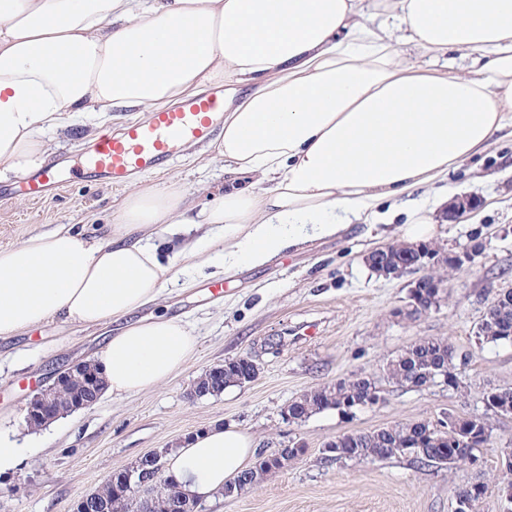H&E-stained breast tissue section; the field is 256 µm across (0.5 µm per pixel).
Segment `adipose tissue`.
<instances>
[{
	"label": "adipose tissue",
	"instance_id": "obj_1",
	"mask_svg": "<svg viewBox=\"0 0 512 512\" xmlns=\"http://www.w3.org/2000/svg\"><path fill=\"white\" fill-rule=\"evenodd\" d=\"M405 44L460 52L473 69L409 63ZM211 82L224 85V191L196 210L185 192L135 182L103 237L60 227L0 248V338L57 318L122 322L98 365L105 392L133 395L197 346L181 319L135 316L169 279L390 222V199L408 204L403 238H429L423 189L512 138V0H0V179L44 168L43 132L91 108L149 112ZM185 224L200 236L161 261L152 237ZM254 452L249 435L215 426L167 462L196 498Z\"/></svg>",
	"mask_w": 512,
	"mask_h": 512
}]
</instances>
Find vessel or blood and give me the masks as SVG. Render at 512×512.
<instances>
[{
	"label": "vessel or blood",
	"mask_w": 512,
	"mask_h": 512,
	"mask_svg": "<svg viewBox=\"0 0 512 512\" xmlns=\"http://www.w3.org/2000/svg\"><path fill=\"white\" fill-rule=\"evenodd\" d=\"M223 123L224 91L217 88L149 113L146 120L99 135L75 164L55 160L37 173L20 175L12 187L0 188V201L17 193L43 198L76 172L120 186L142 173L167 170L185 146L208 143Z\"/></svg>",
	"instance_id": "1"
}]
</instances>
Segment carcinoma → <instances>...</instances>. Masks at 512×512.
Wrapping results in <instances>:
<instances>
[{"instance_id":"1","label":"carcinoma","mask_w":512,"mask_h":512,"mask_svg":"<svg viewBox=\"0 0 512 512\" xmlns=\"http://www.w3.org/2000/svg\"><path fill=\"white\" fill-rule=\"evenodd\" d=\"M497 307L485 315L478 328V339L482 343L493 345L512 344V337L503 334L502 321H512V291L495 298ZM454 348L444 340L422 339L388 364L389 376L401 384L408 383L418 373H436L439 367L454 362ZM242 367L235 361L224 363V379L220 384L212 382V370L201 377L203 386L211 388L210 395L217 396L229 385H241ZM85 382L77 377L64 376L57 387L58 400L68 405L85 397ZM380 399L375 382L367 376L340 381L332 389H320L317 393H303L288 405V413L299 418L310 416L327 409L343 412L362 408L370 401ZM512 415V394L498 397L485 407L482 425H472L471 430L491 432V419L497 416ZM460 416L448 412L435 422L421 421L397 424L367 432H356L353 438L335 447L349 449L350 457L359 459L387 460L399 456H412L421 463L448 464L449 453L456 450V440L460 436L456 420ZM98 501L105 512H122L123 501L116 496L114 484L105 480L96 490ZM182 492L176 488L168 489L156 498L157 512H172V505Z\"/></svg>"}]
</instances>
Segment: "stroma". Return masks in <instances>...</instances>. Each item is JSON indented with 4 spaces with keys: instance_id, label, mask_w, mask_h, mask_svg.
<instances>
[{
    "instance_id": "35a3bbf8",
    "label": "stroma",
    "mask_w": 512,
    "mask_h": 512,
    "mask_svg": "<svg viewBox=\"0 0 512 512\" xmlns=\"http://www.w3.org/2000/svg\"><path fill=\"white\" fill-rule=\"evenodd\" d=\"M142 117L135 108L84 113L79 127L46 135L50 157L72 159L101 132ZM143 178L162 189L188 191L204 204L224 188V163L214 159L211 145H192L167 172ZM448 185L453 195L475 198L479 206L457 224L443 223L440 211H433L428 243L447 253L476 247L480 254L473 266L444 271V299L426 313L409 312L415 274L386 278L366 263L369 252L401 242L398 224H354L340 237L313 240L266 266L237 268L212 297L203 275L191 288L167 283L140 314L193 324L197 346L182 369L158 388L100 396L91 408L38 430L25 423L26 400L50 371L93 359L117 326L55 320L0 339V434L22 449L19 463L0 474V512H71L75 499L95 491L112 472L144 455L166 454L215 425L249 434L262 456L292 442L306 453L252 490L199 500L197 512H453L456 490L481 475L488 489L480 512H506L511 505L496 478L512 442V415L493 419L492 438L476 467H420L404 456L336 463L323 456L325 445L343 433L434 420L448 410L480 414L485 391L512 387V346L483 344L476 336L496 295L512 290V140H497L461 163ZM125 194V188L77 174L42 199L14 197L0 203V247L61 225L98 237L102 225L118 223ZM302 325L315 326V334L292 339ZM424 338L453 345L457 388H412L389 377L387 363ZM240 356L258 365L254 382L188 399L202 374ZM358 375L375 381L380 403L351 414L328 409L299 423L285 421L284 411L305 391Z\"/></svg>"
}]
</instances>
